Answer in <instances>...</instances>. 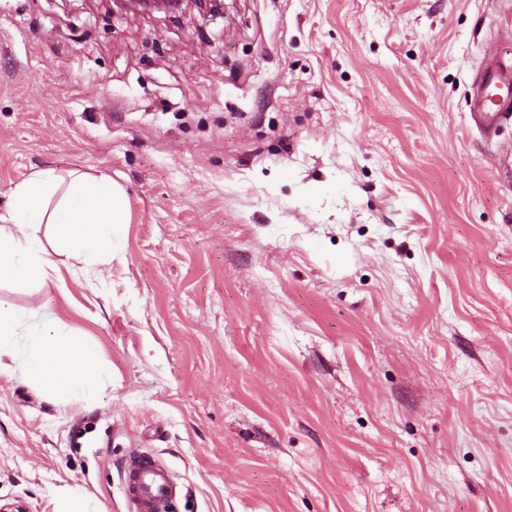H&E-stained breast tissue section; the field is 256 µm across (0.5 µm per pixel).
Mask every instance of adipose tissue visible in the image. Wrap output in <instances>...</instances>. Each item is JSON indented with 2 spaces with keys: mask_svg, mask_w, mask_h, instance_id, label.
<instances>
[{
  "mask_svg": "<svg viewBox=\"0 0 512 512\" xmlns=\"http://www.w3.org/2000/svg\"><path fill=\"white\" fill-rule=\"evenodd\" d=\"M124 191L111 177L40 170L12 188L0 215V277L30 281L56 269L58 257L81 260L95 272L122 248ZM28 378L64 399L96 375L90 346L64 336L27 339L19 365Z\"/></svg>",
  "mask_w": 512,
  "mask_h": 512,
  "instance_id": "obj_1",
  "label": "adipose tissue"
}]
</instances>
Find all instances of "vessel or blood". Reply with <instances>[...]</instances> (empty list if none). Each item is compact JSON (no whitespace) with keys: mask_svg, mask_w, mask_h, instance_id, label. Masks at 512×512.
<instances>
[{"mask_svg":"<svg viewBox=\"0 0 512 512\" xmlns=\"http://www.w3.org/2000/svg\"><path fill=\"white\" fill-rule=\"evenodd\" d=\"M472 108L488 131L512 112V62L496 57L482 70ZM124 473L129 512H170L176 488L165 465L135 454L130 456Z\"/></svg>","mask_w":512,"mask_h":512,"instance_id":"b4317fda","label":"vessel or blood"}]
</instances>
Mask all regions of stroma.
<instances>
[{
    "mask_svg": "<svg viewBox=\"0 0 512 512\" xmlns=\"http://www.w3.org/2000/svg\"><path fill=\"white\" fill-rule=\"evenodd\" d=\"M225 28L0 0V212L32 172L125 191L104 279L0 282V512H512V120L471 85L512 0H226ZM95 351L52 397L17 366ZM21 326L20 317L12 310L0 308V371L5 366L1 357L12 356V343L17 336V329ZM18 369L60 399L89 386L97 374L90 346L73 338L43 334L27 337V355ZM124 494L130 512H169L176 497L169 469L133 454L124 470Z\"/></svg>",
    "mask_w": 512,
    "mask_h": 512,
    "instance_id": "obj_1",
    "label": "stroma"
}]
</instances>
